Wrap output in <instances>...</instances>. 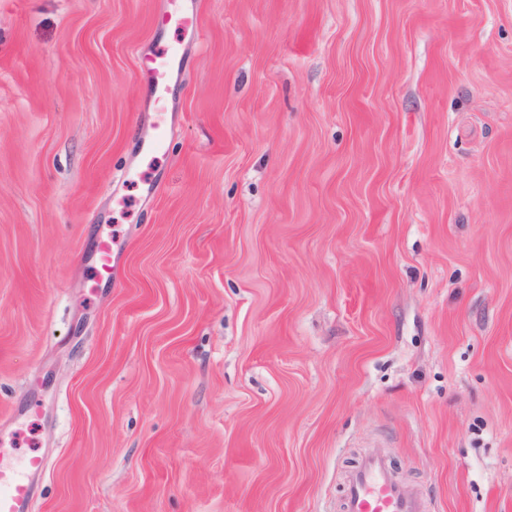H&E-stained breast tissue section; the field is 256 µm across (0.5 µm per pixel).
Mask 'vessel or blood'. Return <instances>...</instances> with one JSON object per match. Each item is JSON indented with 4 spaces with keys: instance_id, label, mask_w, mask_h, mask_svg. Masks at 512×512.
Here are the masks:
<instances>
[{
    "instance_id": "b4317fda",
    "label": "vessel or blood",
    "mask_w": 512,
    "mask_h": 512,
    "mask_svg": "<svg viewBox=\"0 0 512 512\" xmlns=\"http://www.w3.org/2000/svg\"><path fill=\"white\" fill-rule=\"evenodd\" d=\"M12 443L0 436V512H31L33 476L44 459L33 455L9 465ZM343 512H429L427 501L402 484L384 454L362 458L346 481Z\"/></svg>"
}]
</instances>
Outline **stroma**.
<instances>
[{"label":"stroma","instance_id":"obj_1","mask_svg":"<svg viewBox=\"0 0 512 512\" xmlns=\"http://www.w3.org/2000/svg\"><path fill=\"white\" fill-rule=\"evenodd\" d=\"M3 424L32 512H512V0H0ZM342 512H429V507L397 479L387 456L375 453L349 473Z\"/></svg>","mask_w":512,"mask_h":512}]
</instances>
